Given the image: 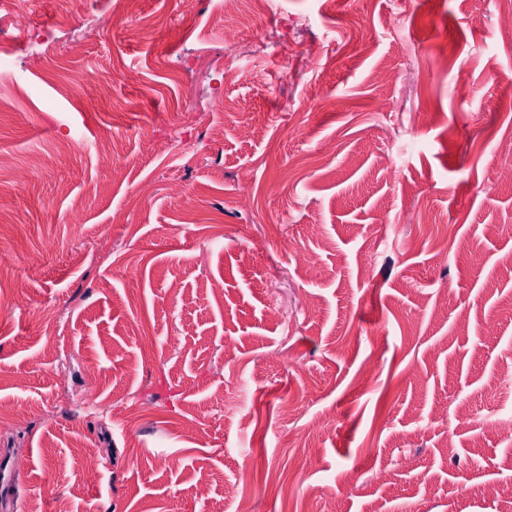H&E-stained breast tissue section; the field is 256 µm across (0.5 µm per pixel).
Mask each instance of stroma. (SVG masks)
<instances>
[{"instance_id":"obj_1","label":"stroma","mask_w":512,"mask_h":512,"mask_svg":"<svg viewBox=\"0 0 512 512\" xmlns=\"http://www.w3.org/2000/svg\"><path fill=\"white\" fill-rule=\"evenodd\" d=\"M113 3L0 0V512H512L502 0ZM272 4L273 0H225V7L236 9L240 13L239 28L233 38L243 41L247 37L253 19L270 12Z\"/></svg>"}]
</instances>
